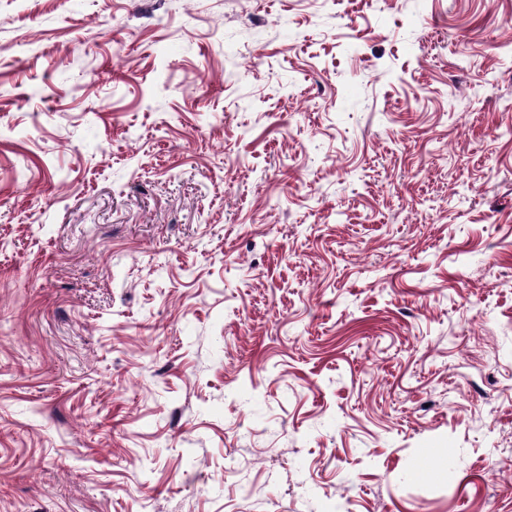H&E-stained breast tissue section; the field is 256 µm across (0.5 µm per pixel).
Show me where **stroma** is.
I'll return each mask as SVG.
<instances>
[{
  "mask_svg": "<svg viewBox=\"0 0 512 512\" xmlns=\"http://www.w3.org/2000/svg\"><path fill=\"white\" fill-rule=\"evenodd\" d=\"M512 0H0V512H512Z\"/></svg>",
  "mask_w": 512,
  "mask_h": 512,
  "instance_id": "35a3bbf8",
  "label": "stroma"
}]
</instances>
